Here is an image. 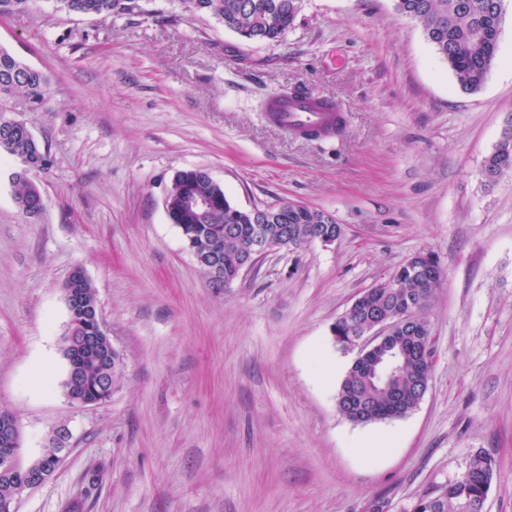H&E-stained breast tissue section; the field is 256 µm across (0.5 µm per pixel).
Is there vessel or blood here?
Segmentation results:
<instances>
[{"label":"vessel or blood","instance_id":"vessel-or-blood-1","mask_svg":"<svg viewBox=\"0 0 512 512\" xmlns=\"http://www.w3.org/2000/svg\"><path fill=\"white\" fill-rule=\"evenodd\" d=\"M264 118L275 129L312 140L332 138L349 124L347 112L335 100L297 88L271 93Z\"/></svg>","mask_w":512,"mask_h":512}]
</instances>
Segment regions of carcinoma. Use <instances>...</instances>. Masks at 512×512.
<instances>
[{
    "mask_svg": "<svg viewBox=\"0 0 512 512\" xmlns=\"http://www.w3.org/2000/svg\"><path fill=\"white\" fill-rule=\"evenodd\" d=\"M55 9L66 14L107 18L139 11V0H54ZM191 15L207 16L225 29L249 41L277 42L294 26L304 0H178ZM396 9L419 25L430 44L448 63L461 89L479 90L497 55L503 18V0H396ZM50 94L48 75L31 67L18 56L0 47V154L15 157L21 168L8 175L13 199L19 211L36 220L44 210L40 187L29 174L45 171L50 165L47 147L34 137L29 127L13 117L17 105L38 112ZM512 172V117L494 151L486 157L482 174L486 186H493ZM209 199L206 212L186 206V195ZM166 211L185 244L203 239L219 244L224 255V280H235L243 245L257 227L288 229V246L300 249L312 242L313 228L326 235L335 233L337 223L327 212L286 201L256 216L231 204L224 186L206 178L198 168L177 171L168 188ZM442 270L416 262L399 265L390 278L365 293L364 301L346 309L332 325V341L338 349L363 332L370 321L389 316L411 305L424 313L440 285ZM80 297L78 309L69 312L64 336V358H73L82 368L84 381L78 387L64 382L67 395L77 401L103 396L112 383L110 365L118 355L107 358L105 348L87 347L81 337L92 335L90 314L97 312L92 284L81 275L68 279L65 289ZM393 346L401 352L398 377L389 386L371 376L372 358L354 359L336 396L339 413L357 423H374L404 418L419 405L422 391L431 379V336L404 328L395 332ZM497 462L483 449L475 451L460 477L427 493L414 502L410 512H481L482 501L491 488Z\"/></svg>",
    "mask_w": 512,
    "mask_h": 512,
    "instance_id": "1",
    "label": "carcinoma"
}]
</instances>
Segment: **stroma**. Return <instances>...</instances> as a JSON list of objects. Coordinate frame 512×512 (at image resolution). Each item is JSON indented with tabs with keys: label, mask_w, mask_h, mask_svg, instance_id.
Wrapping results in <instances>:
<instances>
[{
	"label": "stroma",
	"mask_w": 512,
	"mask_h": 512,
	"mask_svg": "<svg viewBox=\"0 0 512 512\" xmlns=\"http://www.w3.org/2000/svg\"><path fill=\"white\" fill-rule=\"evenodd\" d=\"M139 3L94 19L30 0L0 17V46L51 79L19 118L52 159L33 175L35 221L0 159V410L20 464L69 434L17 512H409L479 449L497 461L484 512H512V174L482 177L512 116V0L475 93L395 0H306L274 43L176 0ZM300 86L343 105L342 137L265 122L267 96ZM193 167L240 208L297 201L342 234L212 288L164 205ZM419 252L444 271L425 313L428 390L404 418L353 423L336 394L354 355L331 326ZM77 268L121 361L111 397L86 407L63 387ZM375 435L392 437L387 453L363 449Z\"/></svg>",
	"instance_id": "obj_1"
}]
</instances>
